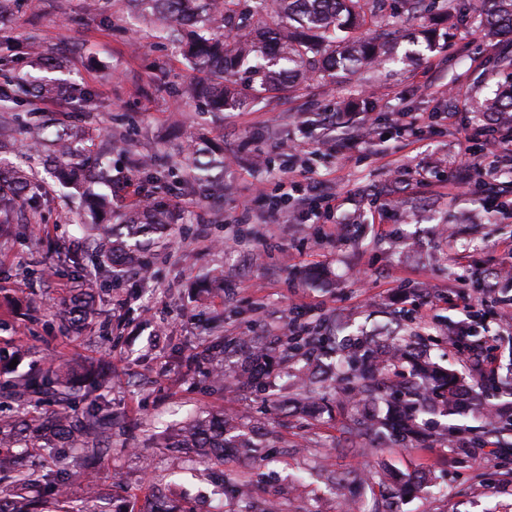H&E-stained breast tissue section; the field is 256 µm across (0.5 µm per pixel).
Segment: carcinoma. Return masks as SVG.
I'll use <instances>...</instances> for the list:
<instances>
[{
	"label": "carcinoma",
	"instance_id": "obj_1",
	"mask_svg": "<svg viewBox=\"0 0 512 512\" xmlns=\"http://www.w3.org/2000/svg\"><path fill=\"white\" fill-rule=\"evenodd\" d=\"M135 20L156 25L164 38L184 60L204 78L190 83L183 95L202 102L209 112H229L240 108L244 99L238 81L246 83L250 97L268 95L315 77H334L343 70L369 66L386 57L383 45L369 41L363 27L381 10L383 0H256L255 10L242 7V0H127ZM482 8L470 4L473 18L489 38L503 31L512 33V0H489ZM62 69V63L38 45L31 52V70L12 83L0 84V213H9L18 199L34 201L33 190L39 187L35 164L49 158L57 164L55 182L75 190L95 213H112L113 192L117 178L103 158L93 154L89 138L66 123L67 111L48 108L61 101L66 107L89 110L91 95L79 84L53 78L50 73ZM480 112L512 114V94L496 95L485 100ZM29 135L30 166L23 169L13 157L18 151L17 134ZM131 157V171L147 173L159 182L165 177L166 165L141 154L135 145L123 143ZM224 150L210 143H197L189 151L183 168V183L188 190L204 195L224 190ZM153 202L125 221V226L147 230L172 223L173 215L160 193L153 190ZM75 263L89 260L107 273L109 267L144 263L137 245L105 234L99 245L83 254H72ZM94 314L93 294L83 293L74 300L68 322L80 323ZM315 340L313 336H286V352L297 355ZM347 347L360 384L358 402L352 405L362 419L347 426L351 451H359L363 440L371 435L381 443L413 448L423 443L427 433L423 416L464 414L482 403V389L495 378H483L468 384L453 371H444L396 348L395 357L410 366L412 380L378 364L375 341L351 338ZM265 354L249 347V361L243 375L256 378L266 369ZM79 373L59 365L53 378L32 371L15 376L0 393L16 401L36 403L52 393L62 396V386L77 382ZM298 389L307 407L318 390V381L300 371ZM390 393L386 411L375 406L376 395ZM90 408L81 416L63 409L46 422L19 417L0 426V447L10 448L17 442L34 446L40 441L60 442L69 447L79 444L93 453L99 444L112 439V429L119 420L110 404L87 388ZM494 420L484 425V434L495 439L496 447L506 452L512 448V408L485 403ZM224 414H209L195 419L178 430L166 443L168 448H188L203 460L222 461L229 454L253 456L257 446L248 439L228 438ZM467 430L449 431L448 441L457 454L467 455L474 442ZM69 473L61 467L47 472H17L12 488L0 495V512H41L46 494L63 495Z\"/></svg>",
	"mask_w": 512,
	"mask_h": 512
}]
</instances>
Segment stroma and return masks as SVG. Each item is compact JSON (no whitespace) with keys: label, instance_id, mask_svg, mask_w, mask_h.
Masks as SVG:
<instances>
[{"label":"stroma","instance_id":"35a3bbf8","mask_svg":"<svg viewBox=\"0 0 512 512\" xmlns=\"http://www.w3.org/2000/svg\"><path fill=\"white\" fill-rule=\"evenodd\" d=\"M439 7L424 0L408 16L385 0L369 34L387 42L390 63L346 78L309 79L295 93L275 94L219 116L182 94L195 72L171 46L134 26L126 0H20L0 19L4 73L26 70L30 46L55 50L75 81L97 98L96 111L75 113L94 140L106 135L137 143L162 161L184 162L199 139L224 149V192L209 197L167 180L163 196L177 224L152 234L150 280L125 272L95 277L90 265L68 260L82 235L79 201L38 189L37 207L0 223V382L10 363L19 370L52 360L104 366L101 398L122 416L112 445L79 457L68 448H31L30 468L87 467L101 496L89 500L81 481H69L65 501L46 497L43 512H512V482L494 446L461 458L444 427L476 426L472 416L431 417L432 432L413 450L384 448L368 439L348 449L350 408L336 407L343 391L329 383L319 397L332 411L303 413L290 398V367L320 375H350L346 353L282 358L289 318L340 320L353 337L403 329L413 352L471 376L467 353L448 345V328L473 310L492 314L474 332L488 347L498 375L512 362V220H488L482 194L445 183L442 159L465 158L476 108L504 81L495 65L512 54V34L490 40L457 10L448 40L429 52L413 43ZM343 112L346 127L328 131L327 114ZM422 113L433 128L415 144L399 128ZM373 127L362 148L327 150L329 136ZM485 167L474 181L495 179L512 202V159L495 143L483 146ZM336 194L340 207L322 213L334 234L301 223L295 197L307 183ZM96 279L98 315L76 335L57 316L85 282ZM248 338L272 358L264 391L210 385L206 350L223 344L225 375L238 372ZM24 355L13 361L15 347ZM223 409L237 433L261 448L257 458L201 463L192 453L156 445L157 437L189 418ZM428 472L433 485L409 499L391 498L383 467ZM343 477L335 491L333 476Z\"/></svg>","mask_w":512,"mask_h":512}]
</instances>
